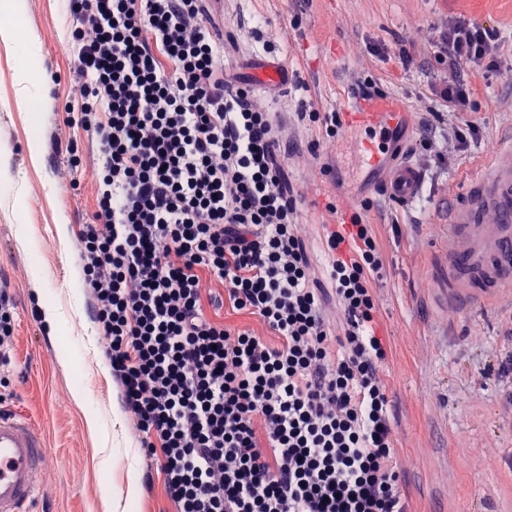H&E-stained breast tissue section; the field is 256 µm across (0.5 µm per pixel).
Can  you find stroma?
<instances>
[{"mask_svg": "<svg viewBox=\"0 0 512 512\" xmlns=\"http://www.w3.org/2000/svg\"><path fill=\"white\" fill-rule=\"evenodd\" d=\"M8 17L38 52L45 82L36 111L17 103L14 46L0 42V278L8 279L16 320L7 387L0 410L27 418L46 442V465L33 512H113L109 494L123 484L128 464L146 473L133 422L124 413L108 361L88 314L74 236L96 205L95 186L83 176L73 191L54 170L52 132L87 142L83 130L58 129L59 106L74 98L72 61L59 51L69 36L62 0H24ZM214 32L224 43L228 73L244 78L266 64L288 70L286 83L257 86L270 104L297 195V220L308 225L307 249L321 282H328L326 225L350 214L371 224L383 270L372 277L375 330L386 346L384 369L396 416L403 491L412 512H512V293L476 312H447L435 290L448 258V208L465 198L470 173L512 134V68L472 72L477 87L468 113L448 112L447 127L473 122L468 147L441 165L422 154L408 160L423 175L415 201L390 199L384 186L393 164L375 167L373 148L359 125L339 137L333 154H309L325 135L323 113H347L369 83L397 98L408 124L405 146L420 135L413 113L441 72L428 34L465 17L512 46V0H207ZM408 49L409 61L399 57ZM73 237L60 241L58 224ZM51 303L55 324L34 319L33 307ZM85 389L86 401L75 398ZM99 418L90 429L86 410ZM473 457L465 464L460 451Z\"/></svg>", "mask_w": 512, "mask_h": 512, "instance_id": "1", "label": "stroma"}]
</instances>
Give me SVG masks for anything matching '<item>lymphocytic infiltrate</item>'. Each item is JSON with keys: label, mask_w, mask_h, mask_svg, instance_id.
Returning a JSON list of instances; mask_svg holds the SVG:
<instances>
[{"label": "lymphocytic infiltrate", "mask_w": 512, "mask_h": 512, "mask_svg": "<svg viewBox=\"0 0 512 512\" xmlns=\"http://www.w3.org/2000/svg\"><path fill=\"white\" fill-rule=\"evenodd\" d=\"M205 0H65L75 91L64 127L98 150L77 238L89 310L173 512H409L360 216L325 236L327 319L271 112L224 67ZM433 102L470 108L459 70L503 48L437 27ZM223 289L262 332L205 312Z\"/></svg>", "instance_id": "1"}]
</instances>
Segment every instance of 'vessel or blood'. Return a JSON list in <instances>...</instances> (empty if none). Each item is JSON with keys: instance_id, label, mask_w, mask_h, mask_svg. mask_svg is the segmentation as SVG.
<instances>
[{"instance_id": "1", "label": "vessel or blood", "mask_w": 512, "mask_h": 512, "mask_svg": "<svg viewBox=\"0 0 512 512\" xmlns=\"http://www.w3.org/2000/svg\"><path fill=\"white\" fill-rule=\"evenodd\" d=\"M387 99L360 100L350 119L370 123L384 117ZM422 178L416 167L395 171L389 190L413 201ZM448 236L456 248L440 276L449 311L492 306L512 292V139L468 180L462 204L448 210ZM45 443L24 418L0 412V512H28L45 467Z\"/></svg>"}]
</instances>
